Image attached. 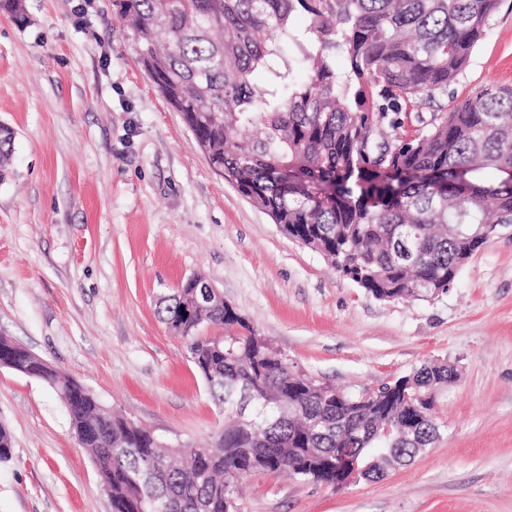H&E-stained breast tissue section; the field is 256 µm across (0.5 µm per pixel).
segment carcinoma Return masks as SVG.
I'll list each match as a JSON object with an SVG mask.
<instances>
[{"instance_id": "obj_1", "label": "carcinoma", "mask_w": 512, "mask_h": 512, "mask_svg": "<svg viewBox=\"0 0 512 512\" xmlns=\"http://www.w3.org/2000/svg\"><path fill=\"white\" fill-rule=\"evenodd\" d=\"M137 35L142 64L200 139L212 167L280 230L330 261L378 300L448 292L483 243L482 224H512V87L488 85L440 102L469 66L500 0H116ZM297 13L308 16L303 29ZM296 49L294 61L285 46ZM347 62L336 70V57ZM303 68L304 75L298 74ZM435 105L429 116L418 110ZM15 131L0 124V164ZM486 170L502 176L483 177ZM193 312H185L187 305ZM166 325L190 358L224 429L173 458L153 432L102 405L79 382L42 378L66 405L112 512H235L237 482L288 472L334 483L327 460L358 449L369 481L383 477L369 450L409 461L441 426L434 389L456 380L426 362L377 390L350 395L289 369L232 306L197 276L166 297ZM208 321L222 336L199 335ZM250 392V419L230 405ZM153 460L144 484L136 457Z\"/></svg>"}]
</instances>
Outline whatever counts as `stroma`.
<instances>
[{"mask_svg": "<svg viewBox=\"0 0 512 512\" xmlns=\"http://www.w3.org/2000/svg\"><path fill=\"white\" fill-rule=\"evenodd\" d=\"M0 7V123L15 131L0 181V336L106 406L184 445L224 415L162 297L201 274L293 370L348 392L429 360L441 437L375 482L344 489L247 476L237 512H512V235L488 241L430 300L380 301L282 234L210 167L159 94L115 0ZM512 85V0L443 101ZM0 512H112L67 409L0 368Z\"/></svg>", "mask_w": 512, "mask_h": 512, "instance_id": "obj_1", "label": "stroma"}]
</instances>
